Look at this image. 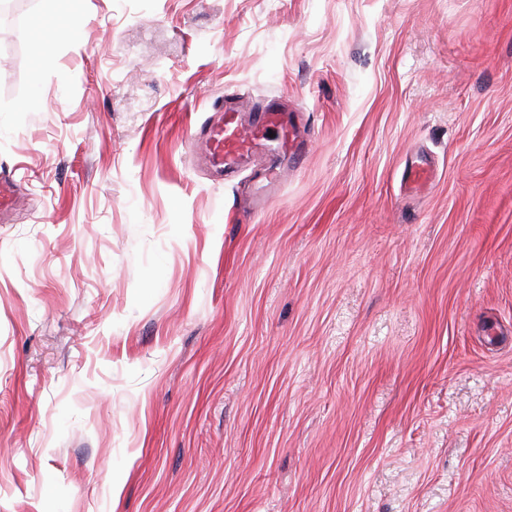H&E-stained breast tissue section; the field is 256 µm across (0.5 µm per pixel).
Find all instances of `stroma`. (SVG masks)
Returning a JSON list of instances; mask_svg holds the SVG:
<instances>
[{
	"instance_id": "obj_1",
	"label": "stroma",
	"mask_w": 512,
	"mask_h": 512,
	"mask_svg": "<svg viewBox=\"0 0 512 512\" xmlns=\"http://www.w3.org/2000/svg\"><path fill=\"white\" fill-rule=\"evenodd\" d=\"M1 169L0 512H512V0H28ZM219 112H225L220 120L205 129L201 137L206 163L216 172L232 170L241 166L254 153L259 140L266 130L280 133L282 141L292 155L305 150L298 140L297 129L291 120L287 121L284 112H288L280 102L269 101L259 112V121L250 130H244L240 121L237 103L233 99L224 100ZM19 197L18 183L2 170L0 173V215H7L15 207Z\"/></svg>"
}]
</instances>
